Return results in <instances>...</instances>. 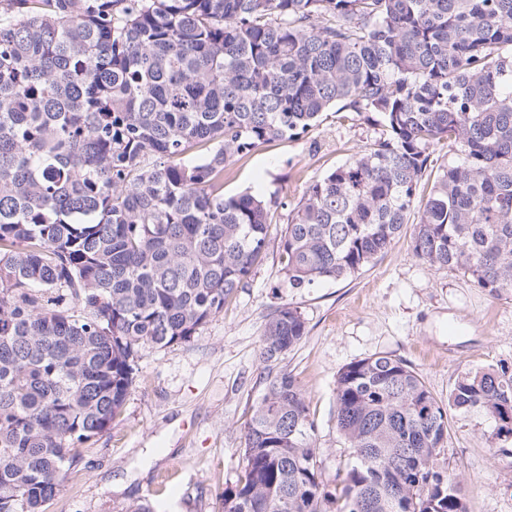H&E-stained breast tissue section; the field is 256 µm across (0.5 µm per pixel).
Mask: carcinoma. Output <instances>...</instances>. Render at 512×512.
Listing matches in <instances>:
<instances>
[{
	"mask_svg": "<svg viewBox=\"0 0 512 512\" xmlns=\"http://www.w3.org/2000/svg\"><path fill=\"white\" fill-rule=\"evenodd\" d=\"M336 105L381 132L293 209L288 286L361 271L411 223L423 263L512 294V0H0V512H45L140 349L187 341L248 284L272 200L224 197V170ZM306 335L278 308L263 362ZM474 408L512 441L509 368L464 373L444 405L400 359L346 365L356 462L332 487L306 393L270 370L222 512H466L437 461L448 413Z\"/></svg>",
	"mask_w": 512,
	"mask_h": 512,
	"instance_id": "carcinoma-1",
	"label": "carcinoma"
}]
</instances>
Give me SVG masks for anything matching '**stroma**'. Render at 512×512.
Here are the masks:
<instances>
[{
    "mask_svg": "<svg viewBox=\"0 0 512 512\" xmlns=\"http://www.w3.org/2000/svg\"><path fill=\"white\" fill-rule=\"evenodd\" d=\"M377 135L364 118L331 110L308 133L265 143L226 168L225 195L249 190L278 202L266 256L190 341L142 351L120 413L81 448L46 512H130L142 500L153 512H221L218 492L243 474V434L265 387L260 339L285 304L302 314L307 335L274 369L306 392L331 483L348 464L335 397L345 365L375 355L403 360L442 401L462 372L512 366V296L491 297L456 271L423 264L410 233L353 276L288 286L277 244L291 209L312 180ZM494 426L480 409L448 418L443 459L464 483L467 512H512V450L491 447Z\"/></svg>",
    "mask_w": 512,
    "mask_h": 512,
    "instance_id": "obj_1",
    "label": "stroma"
}]
</instances>
